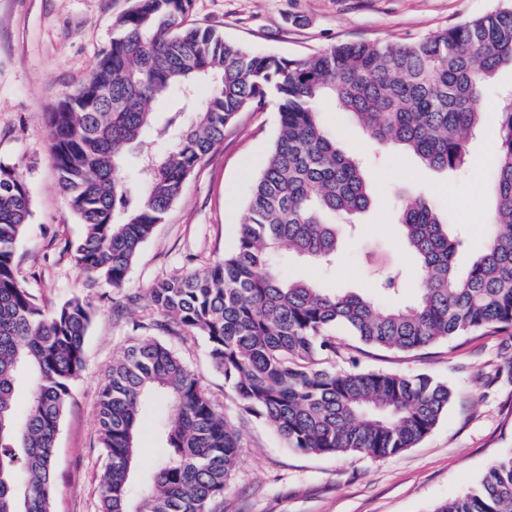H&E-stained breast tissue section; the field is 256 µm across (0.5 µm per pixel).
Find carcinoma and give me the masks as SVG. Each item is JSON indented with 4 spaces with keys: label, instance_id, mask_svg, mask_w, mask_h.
I'll list each match as a JSON object with an SVG mask.
<instances>
[{
    "label": "carcinoma",
    "instance_id": "1",
    "mask_svg": "<svg viewBox=\"0 0 512 512\" xmlns=\"http://www.w3.org/2000/svg\"><path fill=\"white\" fill-rule=\"evenodd\" d=\"M191 0H133L113 23L109 47L76 91L48 113L58 185L84 225L69 245L76 265L113 288L125 283L143 245L194 169L224 141V128L271 98L279 130L245 204L236 247L186 275L155 281L149 306L165 333L201 337L241 409L287 447L315 455L383 459L415 447L448 409V385L426 374L336 370L346 346L411 353L472 331L512 336V99L501 109L493 185L497 207L477 258L458 273L462 240L422 195L403 200L399 223L416 260L408 304L400 269L378 271L380 303L286 276L278 250L336 268V225L371 196L362 162L342 152L321 121L322 100L351 113L378 149L400 146L425 166L457 171L482 122L487 78L512 65V6L406 44L348 42L308 59L257 53L211 27L188 25ZM209 84L200 98V84ZM173 103L158 123L152 103ZM149 131L157 150L127 167ZM26 182L0 164V512H52L54 449L84 368L95 310L70 299L48 310L23 284L16 247L30 223ZM29 385L25 412L15 405ZM164 403L167 448L133 487L142 406ZM108 463L99 512H219L241 452L232 427L199 376L156 337L139 338L112 363L97 401ZM434 512H512V454L479 484Z\"/></svg>",
    "mask_w": 512,
    "mask_h": 512
}]
</instances>
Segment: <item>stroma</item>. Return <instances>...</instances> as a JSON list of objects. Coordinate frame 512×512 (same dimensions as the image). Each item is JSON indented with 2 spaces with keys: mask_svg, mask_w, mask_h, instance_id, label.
<instances>
[{
  "mask_svg": "<svg viewBox=\"0 0 512 512\" xmlns=\"http://www.w3.org/2000/svg\"><path fill=\"white\" fill-rule=\"evenodd\" d=\"M499 0H192L187 20L225 39L282 58H307L351 42H414L482 15ZM131 0H0V163L18 166L30 196L32 219L17 247L25 285L46 308L78 297L95 309L85 339V367L72 382L55 449L52 512H98L106 455L99 444L96 407L105 374L130 342L153 335L156 313L145 295L158 279L212 265L237 240L246 199L278 128L274 103L251 105L224 129V141L187 179L176 202L142 247L123 288L91 278L73 261L68 243L84 232L57 185L47 114L77 89L112 38L114 19ZM481 100L483 126L461 172L423 167L390 148L368 168L370 208L357 216L355 234L343 235L334 274L288 257L286 275L320 287L374 295L372 273L412 268L401 243L399 200L422 192L470 244L456 255L459 271L495 208L489 174L503 93L512 91V68L500 67ZM321 117L347 154L373 147L354 117L331 101ZM138 295L131 304L127 295ZM197 373L225 419L241 433L242 451L221 512H433L436 505L473 488L488 465L512 453V337L472 333L416 353L350 350L339 369L414 376L427 374L453 392L448 410L416 447L376 460L362 454L315 456L285 447L261 419L243 412L222 373L215 371L202 338L165 336ZM155 408L139 419L136 470L159 460Z\"/></svg>",
  "mask_w": 512,
  "mask_h": 512,
  "instance_id": "1",
  "label": "stroma"
}]
</instances>
